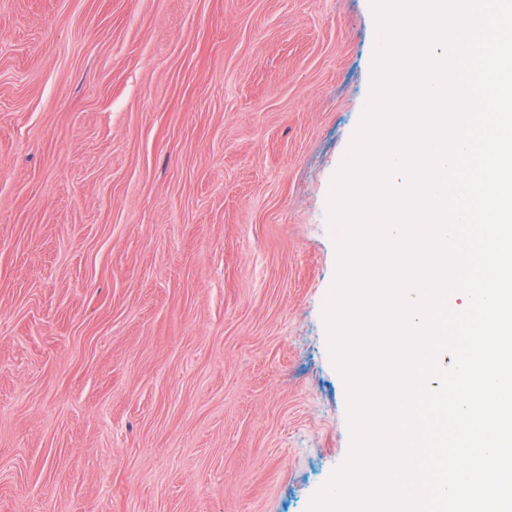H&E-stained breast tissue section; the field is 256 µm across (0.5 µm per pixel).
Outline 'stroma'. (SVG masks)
I'll use <instances>...</instances> for the list:
<instances>
[{
  "label": "stroma",
  "mask_w": 512,
  "mask_h": 512,
  "mask_svg": "<svg viewBox=\"0 0 512 512\" xmlns=\"http://www.w3.org/2000/svg\"><path fill=\"white\" fill-rule=\"evenodd\" d=\"M371 0H0V512H308Z\"/></svg>",
  "instance_id": "1"
}]
</instances>
